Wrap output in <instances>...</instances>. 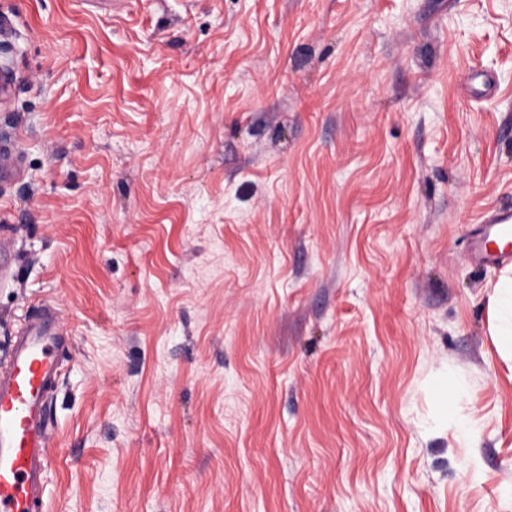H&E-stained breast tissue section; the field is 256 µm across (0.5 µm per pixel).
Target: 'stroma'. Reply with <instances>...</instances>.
I'll list each match as a JSON object with an SVG mask.
<instances>
[{
	"label": "stroma",
	"mask_w": 512,
	"mask_h": 512,
	"mask_svg": "<svg viewBox=\"0 0 512 512\" xmlns=\"http://www.w3.org/2000/svg\"><path fill=\"white\" fill-rule=\"evenodd\" d=\"M0 64L45 512H512V0H0ZM512 206L487 211L473 227L468 238V254L482 268L512 263ZM500 242H505L501 247ZM510 242V243H509ZM490 299V334L500 352L512 353V280H501ZM435 389L438 392V404L436 406V427L439 430L448 429V416L458 420L457 406L459 396L453 385L448 382V371L443 372L436 383Z\"/></svg>",
	"instance_id": "stroma-1"
}]
</instances>
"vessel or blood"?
<instances>
[{
	"mask_svg": "<svg viewBox=\"0 0 512 512\" xmlns=\"http://www.w3.org/2000/svg\"><path fill=\"white\" fill-rule=\"evenodd\" d=\"M476 266L512 263V206L487 211L468 238ZM15 239L0 235V288L13 283ZM70 341L53 306L42 305L12 336L0 362V512H45L51 429L48 406L59 387V351Z\"/></svg>",
	"mask_w": 512,
	"mask_h": 512,
	"instance_id": "obj_1",
	"label": "vessel or blood"
}]
</instances>
